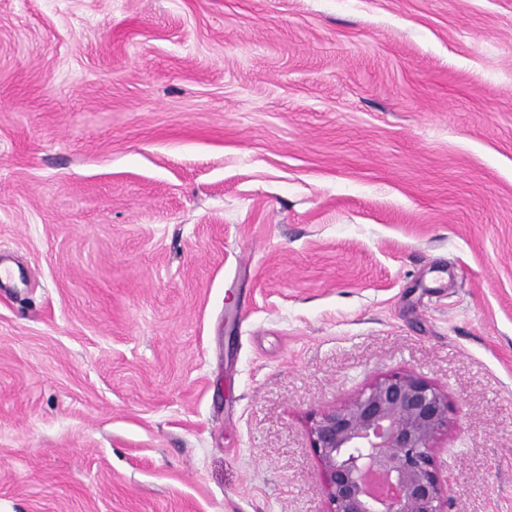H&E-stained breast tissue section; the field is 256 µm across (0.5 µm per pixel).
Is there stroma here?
<instances>
[{"mask_svg": "<svg viewBox=\"0 0 512 512\" xmlns=\"http://www.w3.org/2000/svg\"><path fill=\"white\" fill-rule=\"evenodd\" d=\"M0 512H325L410 371L512 512V0H0Z\"/></svg>", "mask_w": 512, "mask_h": 512, "instance_id": "obj_1", "label": "stroma"}]
</instances>
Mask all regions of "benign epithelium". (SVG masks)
<instances>
[{
	"label": "benign epithelium",
	"instance_id": "obj_1",
	"mask_svg": "<svg viewBox=\"0 0 512 512\" xmlns=\"http://www.w3.org/2000/svg\"><path fill=\"white\" fill-rule=\"evenodd\" d=\"M449 409L435 385L399 371L311 416L326 512H446L435 443L448 431Z\"/></svg>",
	"mask_w": 512,
	"mask_h": 512
}]
</instances>
